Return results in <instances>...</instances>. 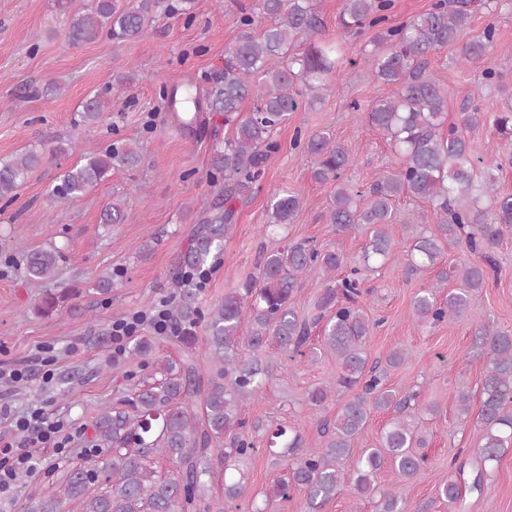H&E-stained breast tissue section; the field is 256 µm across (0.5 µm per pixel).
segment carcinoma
Masks as SVG:
<instances>
[{"mask_svg":"<svg viewBox=\"0 0 512 512\" xmlns=\"http://www.w3.org/2000/svg\"><path fill=\"white\" fill-rule=\"evenodd\" d=\"M70 0H56L67 15L65 41L70 46L103 37L133 41L151 29L162 16L191 15L194 0H95L86 12H70ZM493 0H435L429 9L406 23L392 25L394 0H343L337 21L339 34L323 33L324 22L312 0H259L257 8H240L237 23L247 31L224 50V67L210 73L204 90L207 109L222 112L235 122L231 138L212 147L210 183L213 199L202 211L190 233L188 249L170 276L174 303L169 308L176 357L160 360L162 377L136 385L133 397L96 409L92 416L93 449H84L80 462L52 470L41 490L29 496L23 512H226V505L242 495L245 474L240 464L254 455L257 445L283 462L287 476L277 479L265 493L264 506L251 504L249 512H268L272 501L288 502L292 492L306 494L307 512L323 506L345 487L358 501L371 500L376 512H407V504L394 489H382L375 478L385 465L400 481L412 479L425 457L414 449L426 444L415 417L437 413L434 405L419 404V392L391 389L389 370L405 362L402 350L386 360L369 362L364 344L381 320L363 311L366 287L363 272L373 270L393 255L398 243L390 232L396 219L394 202L403 195L429 203L430 211L405 217L410 235L403 246L406 272L413 275L432 269L443 260L448 246L457 244L476 262L442 268L436 281L422 288L412 304V318L436 327L450 319L470 317L471 293L486 287L497 273L495 249L512 234V194L498 189V173L512 167V156L489 158L473 154L466 131L480 125L481 108L467 98L459 122L446 123L448 91L425 76L428 56L453 48L457 61L474 67L496 51L502 67L512 68V46L498 44L495 25H487L473 39L459 43L462 31L479 8L493 10ZM269 21L254 36L249 28ZM367 34L363 60L369 74L396 91L366 111L354 103L356 116L382 132L401 162L399 169L381 176L366 191L344 179L352 165L349 151L330 133L321 131L301 143L312 163V177L319 183L336 182L327 223L341 236L360 230L368 242L357 263L344 269V256L324 250L309 240L264 251L257 273L232 288L224 299L204 310L200 292L186 271L205 269L224 248V239L235 228L233 202L252 195L259 187L263 164L279 144L274 132L288 116L319 101L346 58V36ZM309 42L301 53L291 52L298 42ZM502 78L498 69L476 71L480 88H491ZM252 101L249 111L242 110ZM102 120L99 97L83 105L78 125ZM495 132L512 140V96L493 113ZM140 146L118 140L108 149L85 156L67 168L49 191L50 203L84 198L114 168H134L140 163ZM43 162L35 148L0 162V201L13 200L18 189ZM485 168L481 183L474 168ZM302 197L288 191L273 200L271 221L262 225L273 234L293 221ZM125 203L114 199L101 213L104 224H120ZM435 225L429 230L426 225ZM62 257L52 245L32 251L22 268L32 288H39L35 310L49 317L79 295L76 288H50ZM329 275L310 318L298 316L290 299L300 280L314 269ZM459 288L442 297L448 280ZM474 335L485 351L486 368L481 382L478 420L481 445L473 451L476 465L466 482L462 460L437 486L438 497L454 509L464 500L462 486L481 492L487 468L512 449V333L495 326L490 318H472ZM322 326L324 348L339 362L341 374L333 386H315L306 394V407L321 411L329 398L344 390L350 398L332 418L319 421L323 446L303 451L298 430L282 423L246 417L245 408L263 389L278 356L295 360L307 352L312 331ZM202 328L203 335L197 334ZM246 341L249 354L239 353ZM202 347L209 361L201 371L196 349ZM391 412L378 446L354 453L353 444L375 413ZM166 460L160 470L156 459ZM224 475V497L209 495L215 473Z\"/></svg>","mask_w":512,"mask_h":512,"instance_id":"cac0c4a2","label":"carcinoma"}]
</instances>
